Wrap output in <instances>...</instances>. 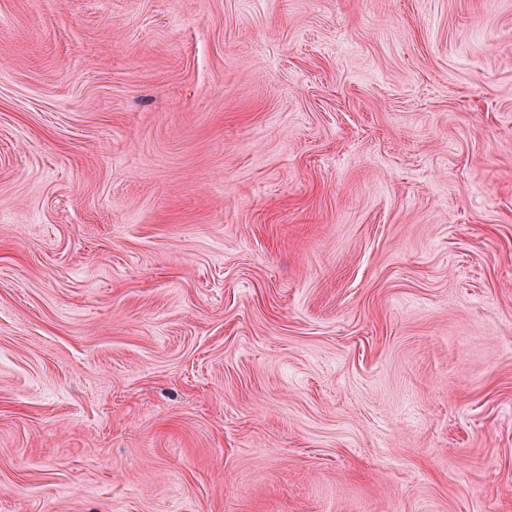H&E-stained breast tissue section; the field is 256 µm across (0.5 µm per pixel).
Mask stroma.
<instances>
[{
	"mask_svg": "<svg viewBox=\"0 0 512 512\" xmlns=\"http://www.w3.org/2000/svg\"><path fill=\"white\" fill-rule=\"evenodd\" d=\"M0 512H512V0H0Z\"/></svg>",
	"mask_w": 512,
	"mask_h": 512,
	"instance_id": "35a3bbf8",
	"label": "stroma"
}]
</instances>
